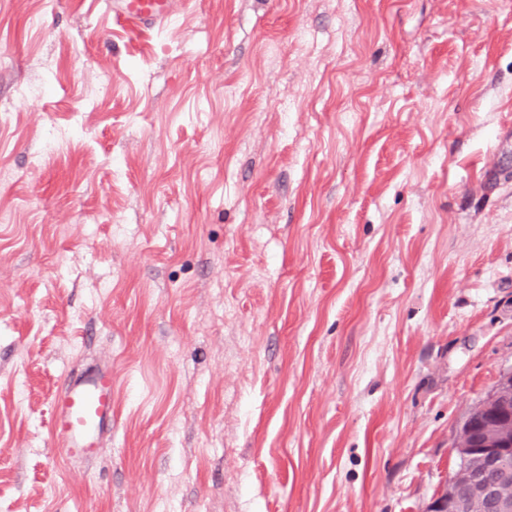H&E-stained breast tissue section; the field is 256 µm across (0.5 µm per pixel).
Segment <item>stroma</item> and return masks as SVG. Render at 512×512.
<instances>
[{
	"mask_svg": "<svg viewBox=\"0 0 512 512\" xmlns=\"http://www.w3.org/2000/svg\"><path fill=\"white\" fill-rule=\"evenodd\" d=\"M170 9L0 0V512H425L512 369V0ZM117 24L133 33L152 32L162 27L170 17V0H108ZM112 433V369L91 366L70 377L54 401L52 434L68 458L92 459Z\"/></svg>",
	"mask_w": 512,
	"mask_h": 512,
	"instance_id": "obj_1",
	"label": "stroma"
}]
</instances>
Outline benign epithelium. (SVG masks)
I'll return each instance as SVG.
<instances>
[{
  "mask_svg": "<svg viewBox=\"0 0 512 512\" xmlns=\"http://www.w3.org/2000/svg\"><path fill=\"white\" fill-rule=\"evenodd\" d=\"M456 451L458 469L427 512H467L472 501L485 505L489 512H512V493L483 481V473L496 471L501 484L512 483V370L500 377L482 404L467 416ZM456 484L467 487L466 497H458Z\"/></svg>",
  "mask_w": 512,
  "mask_h": 512,
  "instance_id": "7a95c632",
  "label": "benign epithelium"
}]
</instances>
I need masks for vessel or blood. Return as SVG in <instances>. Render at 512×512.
Masks as SVG:
<instances>
[{
    "instance_id": "1",
    "label": "vessel or blood",
    "mask_w": 512,
    "mask_h": 512,
    "mask_svg": "<svg viewBox=\"0 0 512 512\" xmlns=\"http://www.w3.org/2000/svg\"><path fill=\"white\" fill-rule=\"evenodd\" d=\"M170 0H110L117 24L133 33L151 32L170 17ZM112 431V370L91 366L70 377L54 401L52 433L60 451L73 459L99 455Z\"/></svg>"
}]
</instances>
